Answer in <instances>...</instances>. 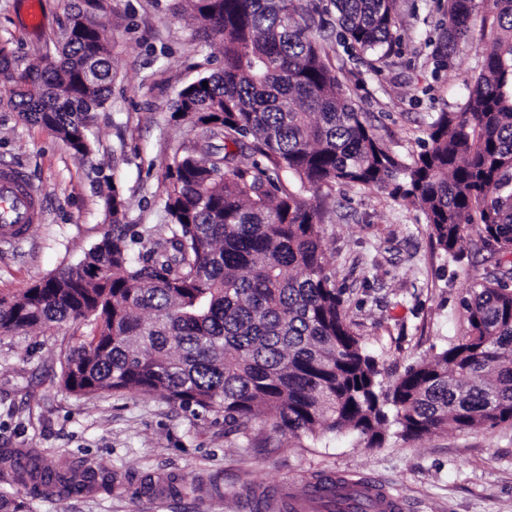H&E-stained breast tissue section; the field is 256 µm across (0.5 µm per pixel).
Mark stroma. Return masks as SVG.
Returning a JSON list of instances; mask_svg holds the SVG:
<instances>
[{
	"label": "stroma",
	"mask_w": 512,
	"mask_h": 512,
	"mask_svg": "<svg viewBox=\"0 0 512 512\" xmlns=\"http://www.w3.org/2000/svg\"><path fill=\"white\" fill-rule=\"evenodd\" d=\"M74 0H0V48L24 68L55 47ZM437 0H400L401 56L373 69L337 70L346 96L390 153L424 145L432 116L464 102L482 63L474 29L447 68L435 70ZM112 49V98L90 125L93 154L76 159L53 132L22 119L14 88L0 83V164L43 190V217L21 241L0 240V297L77 265L107 222L108 185L131 224L166 223L163 199L176 154L203 142L202 128L175 117L178 92L223 65L218 36L182 0H109L101 29ZM317 204L326 260L355 333L376 356L384 382L431 359L468 331L473 282L502 264L470 226L464 257L432 242L419 211L377 186L308 191ZM86 320L0 334V448H27L57 470L98 462L150 478L149 488L33 499V512H263L261 493L291 492L320 474L374 482L407 512H512V422L403 438L389 426L382 446L350 434L298 441L254 424L259 448L224 432L223 417L197 418L161 393L78 397L59 383V355L88 335ZM179 494H172L170 484Z\"/></svg>",
	"instance_id": "stroma-1"
}]
</instances>
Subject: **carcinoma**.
<instances>
[{"instance_id":"1","label":"carcinoma","mask_w":512,"mask_h":512,"mask_svg":"<svg viewBox=\"0 0 512 512\" xmlns=\"http://www.w3.org/2000/svg\"><path fill=\"white\" fill-rule=\"evenodd\" d=\"M222 42L223 66L182 88L174 112L204 126L224 154L174 158L169 223L126 221L112 188L110 225L75 267L0 298V334L89 320L61 351L60 381L76 396L163 393L198 417H224V433L261 421L296 440L348 432L379 447L388 423L402 436L512 422V285L491 274L465 300L469 331L392 384L347 322L326 262L319 214L301 189L336 183L390 190L417 208L435 245L462 256L465 231L512 255V0H443V57L475 25L483 63L459 110L439 112L427 146L405 161L377 139L340 89L331 46L295 0H186ZM398 0H332L339 43L371 64L399 53ZM108 0L71 13L52 69L28 65L12 81L14 106L91 154L93 113L112 95L111 49L100 36ZM253 142L244 164L230 146ZM289 174L300 188L287 189ZM106 464L63 473L22 448H0V512H29L17 486L68 498L134 483ZM327 503L345 482L329 480Z\"/></svg>"}]
</instances>
